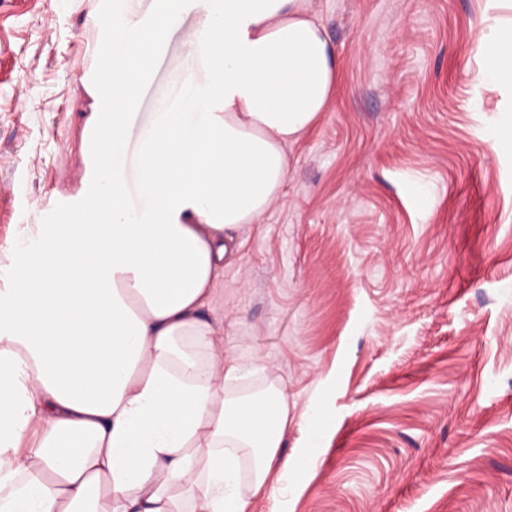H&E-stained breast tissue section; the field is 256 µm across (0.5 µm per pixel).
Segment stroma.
Here are the masks:
<instances>
[{"mask_svg":"<svg viewBox=\"0 0 512 512\" xmlns=\"http://www.w3.org/2000/svg\"><path fill=\"white\" fill-rule=\"evenodd\" d=\"M336 94L288 149L282 194L224 264L214 317L237 393L288 396L285 455L328 409L290 512H512V85L482 39L512 0H316ZM107 0H0V252L76 193L82 73ZM185 0L132 117L196 67Z\"/></svg>","mask_w":512,"mask_h":512,"instance_id":"1","label":"stroma"}]
</instances>
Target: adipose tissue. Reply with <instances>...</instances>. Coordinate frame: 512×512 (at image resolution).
I'll list each match as a JSON object with an SVG mask.
<instances>
[{
  "instance_id": "obj_1",
  "label": "adipose tissue",
  "mask_w": 512,
  "mask_h": 512,
  "mask_svg": "<svg viewBox=\"0 0 512 512\" xmlns=\"http://www.w3.org/2000/svg\"><path fill=\"white\" fill-rule=\"evenodd\" d=\"M222 3L188 35L206 75L194 111L159 99L142 138L137 208L129 117L182 3L112 4L107 102L82 143L91 220L25 225L0 288V512H184L188 497L246 512L321 449L313 430L282 458L286 395L233 393L212 312L236 233L279 198L289 144L332 102L336 49L313 0ZM481 48L487 78L512 82V22Z\"/></svg>"
}]
</instances>
